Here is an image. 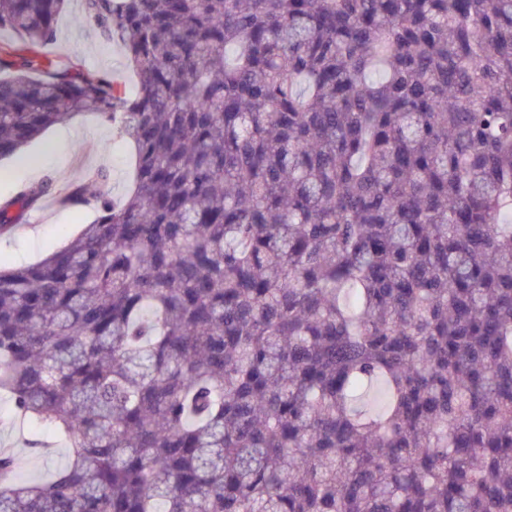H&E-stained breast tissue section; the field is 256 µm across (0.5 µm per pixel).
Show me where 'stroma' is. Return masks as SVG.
Segmentation results:
<instances>
[{
    "label": "stroma",
    "mask_w": 512,
    "mask_h": 512,
    "mask_svg": "<svg viewBox=\"0 0 512 512\" xmlns=\"http://www.w3.org/2000/svg\"><path fill=\"white\" fill-rule=\"evenodd\" d=\"M42 54L53 67H80L107 75L126 90L135 87L118 45L84 22L80 0H70L59 17L54 39L43 46ZM98 169L108 175L101 193L120 198L132 177L133 159L115 127L88 117L67 124L62 134L51 127L18 155L0 160V201L48 174L68 185ZM93 218L91 208L66 207L57 199H46L12 234L0 236V266L16 268L41 261ZM0 448L14 453L19 474L27 481L46 478L69 462L65 442L49 439L42 429L20 421L4 392L0 393Z\"/></svg>",
    "instance_id": "stroma-1"
}]
</instances>
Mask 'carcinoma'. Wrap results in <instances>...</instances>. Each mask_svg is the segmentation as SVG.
<instances>
[{"label": "carcinoma", "instance_id": "cac0c4a2", "mask_svg": "<svg viewBox=\"0 0 512 512\" xmlns=\"http://www.w3.org/2000/svg\"><path fill=\"white\" fill-rule=\"evenodd\" d=\"M0 0V158L75 115L134 151L0 202L91 207L0 268V391L65 440L0 512H512V0H83L136 77ZM41 51L54 69L81 67L105 74L128 92H132L136 85L119 46L84 22L80 0L69 2L66 11L59 17L54 39L46 43Z\"/></svg>", "mask_w": 512, "mask_h": 512}]
</instances>
